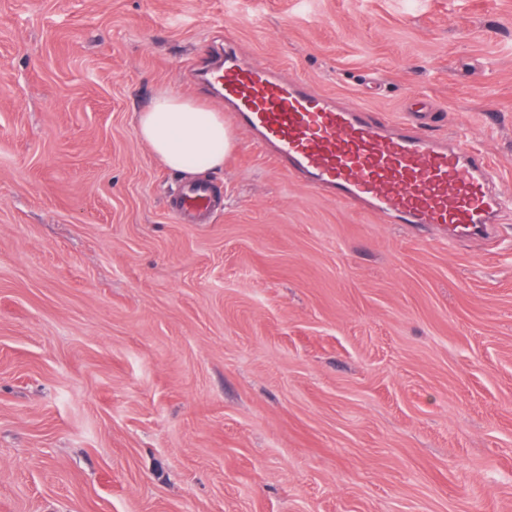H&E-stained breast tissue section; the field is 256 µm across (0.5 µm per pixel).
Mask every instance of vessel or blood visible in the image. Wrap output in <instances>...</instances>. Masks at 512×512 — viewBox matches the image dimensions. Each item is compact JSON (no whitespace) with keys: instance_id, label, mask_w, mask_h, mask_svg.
<instances>
[{"instance_id":"vessel-or-blood-1","label":"vessel or blood","mask_w":512,"mask_h":512,"mask_svg":"<svg viewBox=\"0 0 512 512\" xmlns=\"http://www.w3.org/2000/svg\"><path fill=\"white\" fill-rule=\"evenodd\" d=\"M203 79L278 166L306 175L336 202L391 224L444 225L454 238L494 234L505 202L490 187L488 154L429 135L432 113L390 121L337 106L300 81L242 65L229 44ZM210 204L209 186L194 183L176 209L189 215Z\"/></svg>"}]
</instances>
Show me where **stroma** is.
I'll return each instance as SVG.
<instances>
[{
    "mask_svg": "<svg viewBox=\"0 0 512 512\" xmlns=\"http://www.w3.org/2000/svg\"><path fill=\"white\" fill-rule=\"evenodd\" d=\"M228 33L512 194V0H0V512H512V204L386 224L238 128L180 223L135 117Z\"/></svg>",
    "mask_w": 512,
    "mask_h": 512,
    "instance_id": "stroma-1",
    "label": "stroma"
}]
</instances>
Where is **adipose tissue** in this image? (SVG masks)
Instances as JSON below:
<instances>
[{"label": "adipose tissue", "instance_id": "1", "mask_svg": "<svg viewBox=\"0 0 512 512\" xmlns=\"http://www.w3.org/2000/svg\"><path fill=\"white\" fill-rule=\"evenodd\" d=\"M136 132L167 168L191 176L222 167L234 146L220 112L169 91L137 115Z\"/></svg>", "mask_w": 512, "mask_h": 512}]
</instances>
